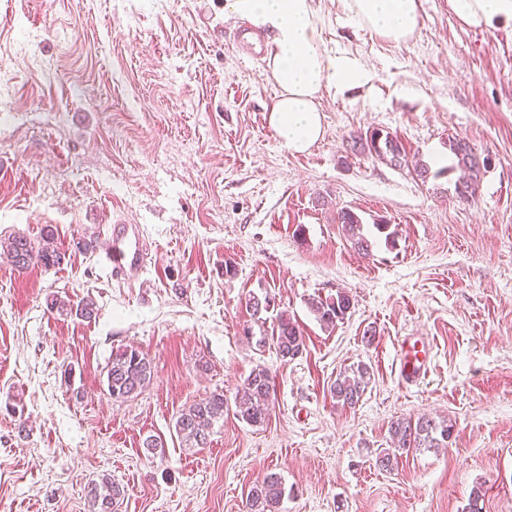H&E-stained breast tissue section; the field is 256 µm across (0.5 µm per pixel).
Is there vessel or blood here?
<instances>
[{
  "label": "vessel or blood",
  "mask_w": 512,
  "mask_h": 512,
  "mask_svg": "<svg viewBox=\"0 0 512 512\" xmlns=\"http://www.w3.org/2000/svg\"><path fill=\"white\" fill-rule=\"evenodd\" d=\"M236 48L240 55L257 58L263 52L262 38L252 30L242 29L237 36ZM102 261L111 279L128 282L137 280L147 263L139 225H112ZM425 359V350L411 344L409 339L399 341L396 364L402 384L412 386L422 382L427 373Z\"/></svg>",
  "instance_id": "1"
}]
</instances>
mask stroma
I'll return each mask as SVG.
<instances>
[{
	"instance_id": "35a3bbf8",
	"label": "stroma",
	"mask_w": 512,
	"mask_h": 512,
	"mask_svg": "<svg viewBox=\"0 0 512 512\" xmlns=\"http://www.w3.org/2000/svg\"><path fill=\"white\" fill-rule=\"evenodd\" d=\"M224 2L0 0V242L51 224L66 254L49 270L0 258V512H90L105 475L125 490L112 512H249L272 473L280 512H465L476 489L483 512H512V28L472 30L448 0H421L422 27L393 43L315 0L321 48L371 78L324 93L323 137L295 154L269 124L267 63L237 58ZM375 128L405 165L351 151ZM453 137L489 161L469 199L438 164ZM344 210L376 238L370 255ZM110 224L142 227L150 260L133 283L74 249ZM266 291L304 331L288 363L244 336L246 301ZM340 291L353 307L324 328L310 303ZM54 294L93 299V317L49 312ZM404 336L432 348L414 387L396 369ZM125 346L154 379L116 402L104 370ZM359 362L373 378L352 408L329 387ZM259 364L268 420L228 413L205 447H182L179 412L234 399ZM425 415L454 422L447 447L379 470L390 423ZM339 223L342 224L344 233L350 241L362 251L364 254L369 255L374 247L376 241H371L363 233V222L358 214L351 210L341 211L338 215Z\"/></svg>"
}]
</instances>
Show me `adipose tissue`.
<instances>
[{
	"instance_id": "obj_1",
	"label": "adipose tissue",
	"mask_w": 512,
	"mask_h": 512,
	"mask_svg": "<svg viewBox=\"0 0 512 512\" xmlns=\"http://www.w3.org/2000/svg\"><path fill=\"white\" fill-rule=\"evenodd\" d=\"M314 0H226L225 8L268 30L267 65L279 87L269 123L279 141L294 153L308 150L323 133V91L365 85L369 74L352 57L320 48ZM348 21L390 42L409 39L421 26L420 0H341ZM465 27L512 25V0H448Z\"/></svg>"
}]
</instances>
